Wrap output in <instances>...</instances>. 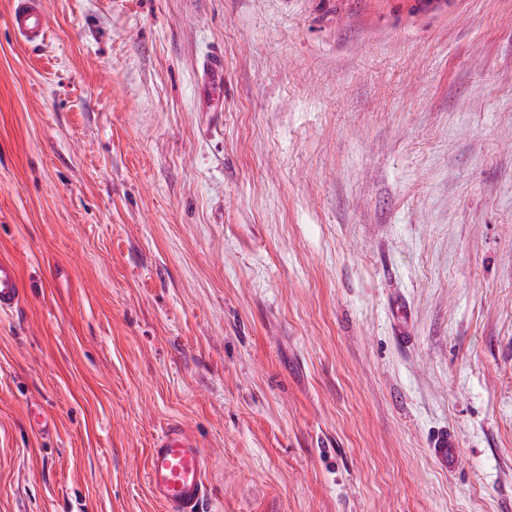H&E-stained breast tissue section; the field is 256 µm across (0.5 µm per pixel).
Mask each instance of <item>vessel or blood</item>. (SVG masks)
Listing matches in <instances>:
<instances>
[{"label":"vessel or blood","mask_w":512,"mask_h":512,"mask_svg":"<svg viewBox=\"0 0 512 512\" xmlns=\"http://www.w3.org/2000/svg\"><path fill=\"white\" fill-rule=\"evenodd\" d=\"M11 24L26 43L44 41L49 33L45 0H15ZM22 298L16 266L0 260V314L13 311ZM432 453L443 464L455 466L458 458L454 432L438 434ZM208 455L189 427L180 422L166 425L152 443L146 480L152 498L165 512H202L208 487Z\"/></svg>","instance_id":"1"}]
</instances>
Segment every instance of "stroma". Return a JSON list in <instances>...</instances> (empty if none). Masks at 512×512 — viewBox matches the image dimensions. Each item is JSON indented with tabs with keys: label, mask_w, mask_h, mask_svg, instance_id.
Wrapping results in <instances>:
<instances>
[{
	"label": "stroma",
	"mask_w": 512,
	"mask_h": 512,
	"mask_svg": "<svg viewBox=\"0 0 512 512\" xmlns=\"http://www.w3.org/2000/svg\"><path fill=\"white\" fill-rule=\"evenodd\" d=\"M46 2L0 0V512H164L174 420L206 512H512V0ZM11 24L26 43H40L49 33V14L43 0H15ZM22 298V288L16 266L0 260V314L13 311ZM209 470L208 455L194 431L180 422L169 423L150 448L149 492L166 512H202ZM432 453L448 469H454L457 458L458 448L454 432L448 430L438 434L432 442Z\"/></svg>",
	"instance_id": "35a3bbf8"
}]
</instances>
